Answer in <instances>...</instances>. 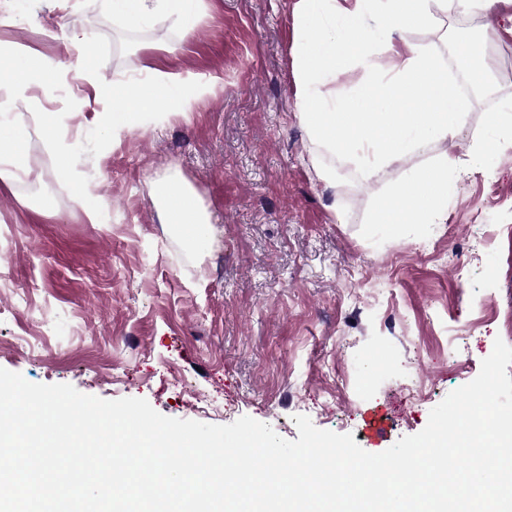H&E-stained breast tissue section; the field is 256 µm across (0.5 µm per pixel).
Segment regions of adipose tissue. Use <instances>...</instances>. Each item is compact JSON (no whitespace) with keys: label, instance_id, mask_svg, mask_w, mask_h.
I'll list each match as a JSON object with an SVG mask.
<instances>
[{"label":"adipose tissue","instance_id":"obj_1","mask_svg":"<svg viewBox=\"0 0 512 512\" xmlns=\"http://www.w3.org/2000/svg\"><path fill=\"white\" fill-rule=\"evenodd\" d=\"M464 0H386L378 17L377 37L364 33L373 16L376 0H350L336 8L327 0H296L295 13L302 24L296 53V100L298 116L310 135L354 163L370 176L384 167L416 153L432 138L454 134L461 118L459 101L448 82L444 56L431 57L416 47L387 80L366 81L352 88L343 99L332 102L324 93L328 83L350 63L372 65L377 42L393 32L433 25L438 14ZM103 6L129 26L141 25L161 10L176 17L185 30H192L199 0H102ZM422 103L417 112H398L404 99ZM28 136L22 129L0 120V183H10L30 174ZM165 221L191 242L202 237L205 216L194 196L179 184L164 186Z\"/></svg>","mask_w":512,"mask_h":512}]
</instances>
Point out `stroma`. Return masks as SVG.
I'll return each mask as SVG.
<instances>
[{"label":"stroma","mask_w":512,"mask_h":512,"mask_svg":"<svg viewBox=\"0 0 512 512\" xmlns=\"http://www.w3.org/2000/svg\"><path fill=\"white\" fill-rule=\"evenodd\" d=\"M296 0H201L192 32L164 12L127 25L99 0H6L0 47L50 58L63 89L30 86L11 117L28 131L30 178L0 187V368L105 400L142 398L160 414L228 425L243 416L298 439L296 415L382 452L419 433L472 381L495 338L512 346V146L470 166L484 102L455 134L369 177L311 139L298 118ZM476 28L512 95V0L450 11L392 43L444 50ZM106 36L99 77L71 68L72 38ZM391 43V44H392ZM199 81L187 112L115 135L77 169L106 211L89 223L58 178L32 107L64 113L81 143L101 119L99 80L154 70ZM461 164L425 238L376 246L360 226L371 197L423 161ZM194 190L209 220L193 246L164 224L161 188ZM372 387L360 394V378ZM388 426L371 437V412Z\"/></svg>","instance_id":"obj_1"}]
</instances>
